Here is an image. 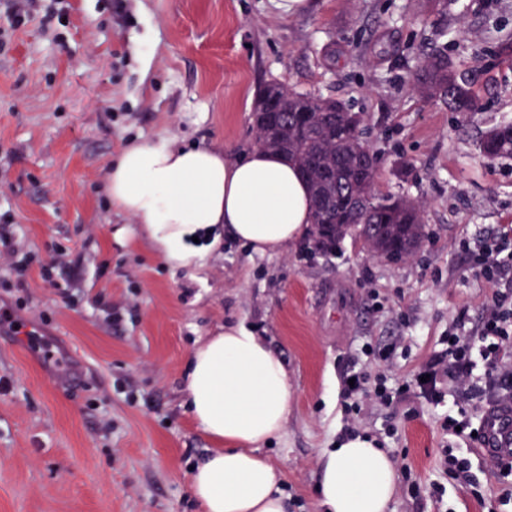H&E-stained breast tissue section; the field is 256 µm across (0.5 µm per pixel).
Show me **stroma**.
<instances>
[{
    "instance_id": "1",
    "label": "stroma",
    "mask_w": 512,
    "mask_h": 512,
    "mask_svg": "<svg viewBox=\"0 0 512 512\" xmlns=\"http://www.w3.org/2000/svg\"><path fill=\"white\" fill-rule=\"evenodd\" d=\"M40 5L50 18L13 28L0 0V224L15 227L0 307L29 329H0V512H201L188 477L213 443L186 406V360L198 337L240 320L288 369V423L261 453L283 470L295 512H314L320 454L345 425L342 370L369 367L363 345L392 343L388 373L404 381L442 350L458 312L478 320L487 301L459 243L512 224V159L478 148L491 125L512 123V58L493 40L512 33V0H307L290 16L273 0ZM435 47L472 79L475 111L415 96L410 75ZM270 81L363 114L379 188L425 206L413 256L389 262L351 238L327 256L300 240L274 257L227 238L177 272L153 256L105 192L112 158L161 134L253 148L256 93ZM61 252L67 288L40 277ZM483 404L450 391L394 412L367 404L361 431L383 438L419 489L397 481L391 512L497 502L503 477L476 451L471 484L439 466L441 419Z\"/></svg>"
}]
</instances>
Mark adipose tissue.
Returning <instances> with one entry per match:
<instances>
[{
  "label": "adipose tissue",
  "instance_id": "adipose-tissue-1",
  "mask_svg": "<svg viewBox=\"0 0 512 512\" xmlns=\"http://www.w3.org/2000/svg\"><path fill=\"white\" fill-rule=\"evenodd\" d=\"M108 191L173 270L196 264L210 234L226 233L257 255L273 256L311 222L297 169L257 147L234 156L162 135L122 150L110 166ZM183 391L216 444L190 475L202 512H288L284 475L260 452L288 422V371L266 340L241 322L198 339ZM396 479L391 458L372 442L356 438L323 449L316 512H389Z\"/></svg>",
  "mask_w": 512,
  "mask_h": 512
}]
</instances>
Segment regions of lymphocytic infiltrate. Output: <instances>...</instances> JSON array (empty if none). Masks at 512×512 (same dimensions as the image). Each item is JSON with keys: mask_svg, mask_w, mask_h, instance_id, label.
Segmentation results:
<instances>
[{"mask_svg": "<svg viewBox=\"0 0 512 512\" xmlns=\"http://www.w3.org/2000/svg\"><path fill=\"white\" fill-rule=\"evenodd\" d=\"M462 249L469 267L491 290L482 316L473 322L466 313H459L443 339L444 350L422 362L415 376L396 390H389L384 375L345 370L341 399L351 421L343 428V436H357L354 420L369 402L388 408L412 397L437 402L445 384L461 395L470 394L476 388L473 373L478 368L497 388L491 404L512 407V361L506 358L512 347V225H500L488 238L464 240Z\"/></svg>", "mask_w": 512, "mask_h": 512, "instance_id": "f902f5d3", "label": "lymphocytic infiltrate"}]
</instances>
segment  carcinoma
Segmentation results:
<instances>
[{"instance_id":"cac0c4a2","label":"carcinoma","mask_w":512,"mask_h":512,"mask_svg":"<svg viewBox=\"0 0 512 512\" xmlns=\"http://www.w3.org/2000/svg\"><path fill=\"white\" fill-rule=\"evenodd\" d=\"M413 89L425 101L454 112L475 106L471 83L443 50L420 59ZM496 144L480 142L491 160L512 158V123L498 124ZM252 132L262 148L292 162L310 191L309 244L333 251L346 237L372 255L398 262L413 255L424 236V207L405 196L383 194L377 186V153L365 139L364 117L342 100L297 92L268 83L257 93Z\"/></svg>"}]
</instances>
